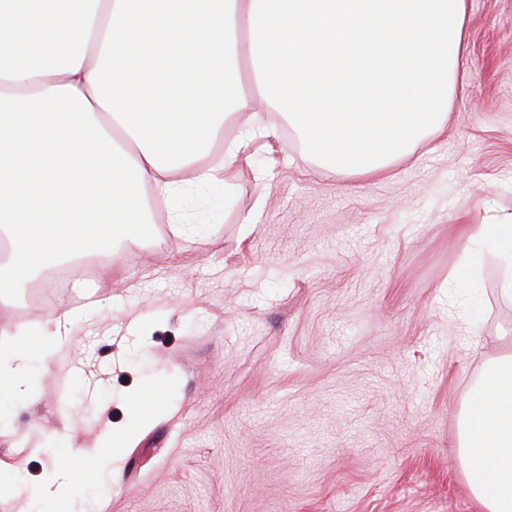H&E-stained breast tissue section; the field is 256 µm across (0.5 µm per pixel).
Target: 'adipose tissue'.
<instances>
[{
	"label": "adipose tissue",
	"mask_w": 512,
	"mask_h": 512,
	"mask_svg": "<svg viewBox=\"0 0 512 512\" xmlns=\"http://www.w3.org/2000/svg\"><path fill=\"white\" fill-rule=\"evenodd\" d=\"M466 0H0V303L62 268L86 307L83 259L123 269L155 220L151 198L187 183L232 189L258 138L262 108L287 115L322 163L383 174L422 135L448 131V98L466 51ZM250 72L252 88L242 90ZM239 134L219 160L225 115ZM496 245L512 298V220L472 227ZM81 342L72 313L0 340V391L34 395L31 365L60 383ZM484 411L464 430L470 485L487 512H512V357L473 390ZM78 452L48 460L38 494L15 485L0 512L37 499L76 502Z\"/></svg>",
	"instance_id": "obj_1"
}]
</instances>
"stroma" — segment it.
<instances>
[{"mask_svg": "<svg viewBox=\"0 0 512 512\" xmlns=\"http://www.w3.org/2000/svg\"><path fill=\"white\" fill-rule=\"evenodd\" d=\"M448 110L447 134L382 177L319 165L284 124L287 153L252 143L232 195L177 198L204 234L161 216L126 272L100 260L89 285L112 315H88L67 388L0 394V459L31 425L56 457L89 448L85 512H485L461 429L512 354V300L491 249L476 289L452 280L463 225L512 213V0H468ZM63 392L84 409L72 429ZM103 417L123 432L104 453Z\"/></svg>", "mask_w": 512, "mask_h": 512, "instance_id": "35a3bbf8", "label": "stroma"}]
</instances>
